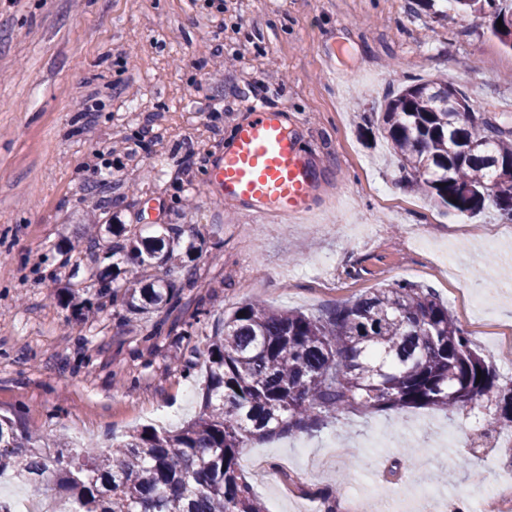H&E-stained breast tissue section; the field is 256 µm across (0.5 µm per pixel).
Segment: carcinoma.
Returning a JSON list of instances; mask_svg holds the SVG:
<instances>
[{"label":"carcinoma","instance_id":"1","mask_svg":"<svg viewBox=\"0 0 512 512\" xmlns=\"http://www.w3.org/2000/svg\"><path fill=\"white\" fill-rule=\"evenodd\" d=\"M458 9L490 11L512 50V0H456ZM450 83L412 82L390 98L380 126L404 179L435 205L475 215L494 205L512 222V129L448 104ZM116 238L111 255L135 262L128 285L111 269L91 272L96 296L131 315L175 309L203 251L196 232L179 224L152 236ZM182 271L183 283L168 278ZM206 385L198 413L175 430L135 431L107 454L95 448L64 454L60 435L40 436L0 416V478L28 484L53 480L79 504L77 512H266L242 473L240 449L271 436H313L342 415L436 407L479 412L512 430V379L472 347L466 332L430 288L397 283L306 314L249 301L224 318L207 348Z\"/></svg>","mask_w":512,"mask_h":512}]
</instances>
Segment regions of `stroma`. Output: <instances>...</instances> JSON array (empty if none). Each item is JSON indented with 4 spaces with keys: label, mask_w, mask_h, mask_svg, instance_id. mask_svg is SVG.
<instances>
[{
    "label": "stroma",
    "mask_w": 512,
    "mask_h": 512,
    "mask_svg": "<svg viewBox=\"0 0 512 512\" xmlns=\"http://www.w3.org/2000/svg\"><path fill=\"white\" fill-rule=\"evenodd\" d=\"M121 51L128 67L116 63ZM432 79L461 89L476 116L512 113V50L491 17L452 0H228L220 27L194 0H0V413L95 444L163 412L193 417L204 378L184 365L202 363L224 315L250 300L315 314L408 281L434 289L461 326L472 291L477 316L512 324V236L494 235L497 208L452 232L459 214L410 188L382 137L385 100ZM261 81L321 173L302 223L240 212L207 180ZM84 96L100 102L90 125L72 109ZM213 97L224 109L212 115ZM150 114L164 133L136 149ZM192 144L203 161L179 177ZM103 176L123 184L129 233L179 224L211 238L181 309L132 316L108 304L84 318L67 306L63 288L92 285L87 270L71 280L63 267L84 254L78 231L99 210L89 186ZM357 224L386 245L357 237ZM420 224L431 227L427 251L412 243ZM320 257L331 263L314 269ZM162 320L192 324L194 350L154 335ZM498 438L465 413L353 411L315 437L257 441L240 459L278 469L254 489L279 512H310L324 488L382 512L400 485L401 512H436L512 470Z\"/></svg>",
    "instance_id": "1"
}]
</instances>
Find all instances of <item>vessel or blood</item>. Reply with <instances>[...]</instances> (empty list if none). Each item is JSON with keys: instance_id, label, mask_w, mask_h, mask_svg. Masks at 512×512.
Segmentation results:
<instances>
[{"instance_id": "vessel-or-blood-1", "label": "vessel or blood", "mask_w": 512, "mask_h": 512, "mask_svg": "<svg viewBox=\"0 0 512 512\" xmlns=\"http://www.w3.org/2000/svg\"><path fill=\"white\" fill-rule=\"evenodd\" d=\"M230 142L211 163L209 181L221 201L249 214L288 217L307 211L317 170L278 110L253 101Z\"/></svg>"}]
</instances>
